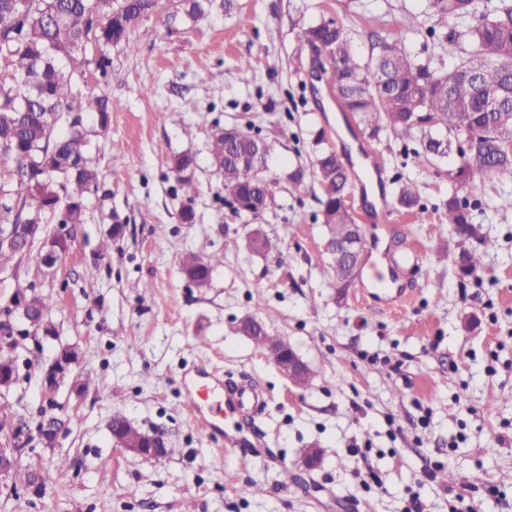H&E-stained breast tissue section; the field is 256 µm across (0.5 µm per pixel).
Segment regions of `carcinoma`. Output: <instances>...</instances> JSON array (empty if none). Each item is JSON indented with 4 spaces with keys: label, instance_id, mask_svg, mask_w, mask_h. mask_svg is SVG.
I'll return each mask as SVG.
<instances>
[{
    "label": "carcinoma",
    "instance_id": "carcinoma-1",
    "mask_svg": "<svg viewBox=\"0 0 512 512\" xmlns=\"http://www.w3.org/2000/svg\"><path fill=\"white\" fill-rule=\"evenodd\" d=\"M158 0H0V168L13 166L23 186L15 204L0 203L1 224H36L31 235L15 246L0 249V268L29 252L49 215L61 213L64 223L84 222L83 199L98 189V170L86 151L81 113L98 117L105 130L111 106L105 90L81 95L79 78L90 60L86 49L98 54L97 66L107 75L112 60L108 50L135 47L131 31L138 20L153 13ZM431 0L436 23L459 21L446 36L448 54L457 57L448 69L415 63L398 41L380 39L371 44L367 58L358 55L350 31L333 21L320 22L304 32L306 43L330 65L336 90L346 111L355 115L370 134L421 135L424 159L448 155L452 140H465L460 160L448 169V180L465 183L475 174L512 182V3L500 0ZM70 118L69 133H57L63 117ZM317 154L311 169L301 166L287 179L300 184L305 177L317 183L326 249L336 278L347 281L353 273L339 258L338 247L349 241L356 227L347 205L349 174L342 156L314 139ZM267 144L243 131L231 138L217 128L211 137L210 155L224 174V191L234 197L236 213L257 216L281 191V180L265 174ZM196 157L182 153L172 163L184 198L183 223L195 220L193 202L198 188L194 176ZM397 204L413 209L419 204L415 188L403 185ZM446 224L463 240L474 238L477 228L468 205L448 197ZM249 248L258 254L276 253L285 262L279 240L256 229ZM463 276L482 265L476 250L461 249L456 261ZM181 269L195 277L198 287L210 285L213 268L201 254L181 257ZM27 300V315L34 330L55 334L50 315L55 300L28 286L18 290ZM256 345L286 348L288 341L268 334L265 327L253 334ZM111 430L120 439L135 441L144 430L121 413L111 419ZM10 412L9 391L0 393V433L20 436Z\"/></svg>",
    "mask_w": 512,
    "mask_h": 512
}]
</instances>
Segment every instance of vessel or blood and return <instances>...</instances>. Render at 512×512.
<instances>
[{
    "mask_svg": "<svg viewBox=\"0 0 512 512\" xmlns=\"http://www.w3.org/2000/svg\"><path fill=\"white\" fill-rule=\"evenodd\" d=\"M187 408L194 422L220 448H238L243 444L241 434L224 430V413L236 412L258 405L260 395L248 384H232L218 376L216 369L197 367L195 381L186 393Z\"/></svg>",
    "mask_w": 512,
    "mask_h": 512,
    "instance_id": "vessel-or-blood-1",
    "label": "vessel or blood"
}]
</instances>
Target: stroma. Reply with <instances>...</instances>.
<instances>
[{"instance_id": "obj_1", "label": "stroma", "mask_w": 512, "mask_h": 512, "mask_svg": "<svg viewBox=\"0 0 512 512\" xmlns=\"http://www.w3.org/2000/svg\"><path fill=\"white\" fill-rule=\"evenodd\" d=\"M211 0L206 17L186 20L182 0H159L131 37L135 51L112 48L108 130L84 116L88 150L99 172L85 200L84 223L71 226L53 269L42 246L0 270V311L34 286L52 295L51 336L28 331L17 350L18 382L9 401L29 441L18 469L68 467L41 494L0 486V512H406L419 495L426 512H449L465 490L475 512H512V211L496 197L511 184L475 176L468 189L448 180L447 160L421 161L419 135L371 136L352 128L330 71L313 76L304 32L335 20L353 33L360 53L386 37L416 62L446 69L453 57L439 41L448 28L430 19L429 0ZM421 26L407 29L406 13ZM249 69L251 82L240 81ZM236 126L264 137L267 174L285 179L310 167L313 139L324 131L355 173L378 152L380 195L393 205L388 223L366 226L356 279L341 282L325 251L326 228L312 180L286 184L258 216L237 215L224 177L212 164L214 128ZM194 153L196 221L181 223L183 197L174 157ZM414 184L422 215L397 207L403 183ZM474 204L482 236L495 241L480 270L460 276L461 239L445 225L450 195ZM123 225L107 256L98 244ZM282 240L287 261L253 253L255 228ZM203 250L213 272L193 287L180 269L187 251ZM417 252L419 269L398 276L391 259ZM97 276H89V269ZM380 271L406 289L404 306L378 308L360 297ZM264 320L312 369L309 387H294L238 326ZM77 362L53 399L42 373L60 346ZM208 363L265 392L254 413L224 418L242 430L243 448L217 451L185 407L182 376ZM91 380L88 391L76 382ZM54 406L65 422L55 447L34 430ZM160 433L169 453L146 460L126 452L109 430L114 412ZM325 449L305 469L310 448ZM450 472L454 481H442ZM258 496L240 492L246 484Z\"/></svg>"}]
</instances>
